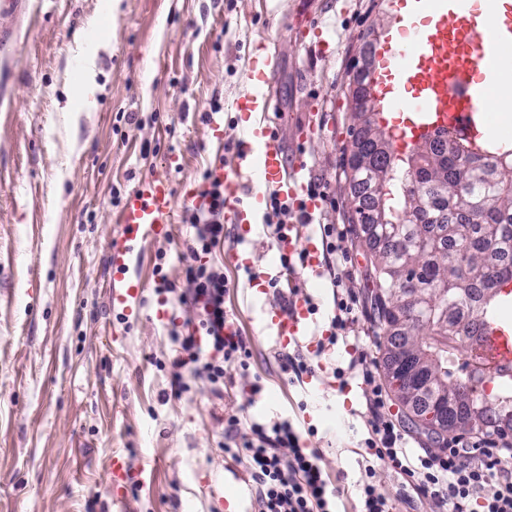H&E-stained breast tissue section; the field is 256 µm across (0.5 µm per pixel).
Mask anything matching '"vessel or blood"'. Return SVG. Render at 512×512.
Masks as SVG:
<instances>
[{"label":"vessel or blood","instance_id":"1","mask_svg":"<svg viewBox=\"0 0 512 512\" xmlns=\"http://www.w3.org/2000/svg\"><path fill=\"white\" fill-rule=\"evenodd\" d=\"M410 15L401 16L405 34L397 41L385 33L382 41L370 48L372 65L367 72L369 88L382 112H398L404 121L398 133L403 143L416 142L439 127L459 130L472 150L490 146L497 128L488 104L482 73L512 76V13L497 18L493 29L479 30L466 0H408ZM272 69H253L251 86L235 102L237 111L262 112L267 108L266 89L272 81ZM239 160L247 164L258 190L255 202H263L266 190L280 197L298 198L304 188L299 174L287 173L284 154L268 127L258 124L242 128L239 136ZM216 178L224 183V198L231 205L225 211L227 222L238 224L245 217L234 208L241 187L240 171L217 166ZM175 201L167 179L156 177L132 193L121 210L118 222L120 238L110 243L116 277L110 292L113 305L135 311L144 282L126 276V259L134 242L169 236ZM279 252L304 251L311 277H318L320 262L311 239L286 234ZM273 322L283 342H290L306 330V313L295 306L288 314L273 313Z\"/></svg>","mask_w":512,"mask_h":512}]
</instances>
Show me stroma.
Instances as JSON below:
<instances>
[{
  "mask_svg": "<svg viewBox=\"0 0 512 512\" xmlns=\"http://www.w3.org/2000/svg\"><path fill=\"white\" fill-rule=\"evenodd\" d=\"M395 23L390 0H22L0 18V47L10 48L0 67V512H227L244 468L221 445L226 419L241 414L295 423L345 489L339 512H356L372 415L359 373L343 383L334 370L361 361L387 382L389 335L374 321L359 227L348 221L347 88L361 48ZM259 55L273 69L266 121L321 204L312 229L341 233L349 274L335 288L326 273L286 272L263 215L225 225L224 305L250 341L249 368L234 371L223 398L201 380L180 393L164 319L193 310L158 303L153 267L167 249L163 271L183 283L190 230L177 220L169 238L135 246L128 272L146 288L139 319H127L107 290L122 231L113 195L162 176L177 210L189 207L203 173L233 162L245 120L233 103ZM216 104L221 112L202 120ZM293 287L310 330L284 344L269 311ZM347 295L358 319L332 345L333 299ZM294 351L321 386L284 368ZM372 482L395 512H448L387 464L376 463Z\"/></svg>",
  "mask_w": 512,
  "mask_h": 512,
  "instance_id": "stroma-1",
  "label": "stroma"
}]
</instances>
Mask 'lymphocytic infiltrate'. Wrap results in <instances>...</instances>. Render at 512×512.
<instances>
[{"label":"lymphocytic infiltrate","instance_id":"obj_1","mask_svg":"<svg viewBox=\"0 0 512 512\" xmlns=\"http://www.w3.org/2000/svg\"><path fill=\"white\" fill-rule=\"evenodd\" d=\"M202 183V203L183 212L193 230L185 242V285L177 287L163 274L156 293L162 303L175 300L194 311L192 319L168 330L175 387L186 391L201 379L217 394L232 369H247L249 347L224 306L229 288L224 267L212 258L224 242V185L208 171ZM224 439L256 485V512H337L339 490L328 481L321 450L304 447L289 420L244 422L233 415L225 423ZM367 446L377 460L416 481L421 493L448 503L451 512H472L476 500L481 512H512L510 444L487 449L478 462L464 448L421 454L409 448L392 419L383 417L373 424Z\"/></svg>","mask_w":512,"mask_h":512}]
</instances>
